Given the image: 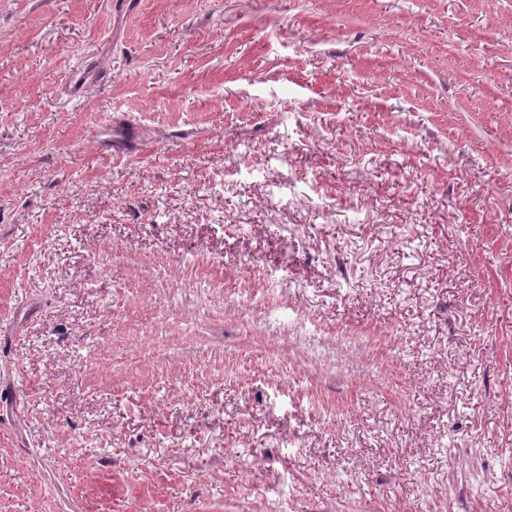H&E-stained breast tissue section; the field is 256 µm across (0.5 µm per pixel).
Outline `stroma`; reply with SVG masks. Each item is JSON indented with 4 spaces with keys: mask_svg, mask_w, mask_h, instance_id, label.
I'll use <instances>...</instances> for the list:
<instances>
[{
    "mask_svg": "<svg viewBox=\"0 0 512 512\" xmlns=\"http://www.w3.org/2000/svg\"><path fill=\"white\" fill-rule=\"evenodd\" d=\"M0 512H512V0H0Z\"/></svg>",
    "mask_w": 512,
    "mask_h": 512,
    "instance_id": "35a3bbf8",
    "label": "stroma"
}]
</instances>
